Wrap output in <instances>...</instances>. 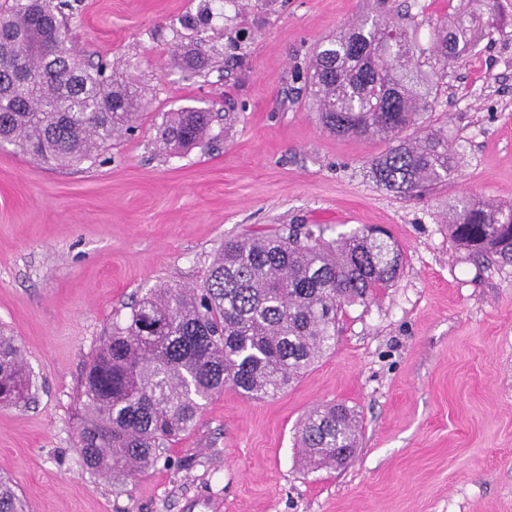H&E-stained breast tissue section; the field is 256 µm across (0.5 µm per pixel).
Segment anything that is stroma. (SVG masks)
<instances>
[{
    "label": "stroma",
    "mask_w": 512,
    "mask_h": 512,
    "mask_svg": "<svg viewBox=\"0 0 512 512\" xmlns=\"http://www.w3.org/2000/svg\"><path fill=\"white\" fill-rule=\"evenodd\" d=\"M75 51L109 64L143 109L133 132L78 167L0 145V324L30 371L0 406V475L28 512H512V265L457 246L465 198L512 207V0H389L422 47L460 7L478 43L439 81L429 130L457 165L423 197L387 189L385 143L329 134L295 64L376 0H65ZM207 25L184 26L201 5ZM198 45L200 72L180 55ZM216 112L215 138L166 149L169 113ZM302 225L332 241L387 228L396 283L340 317L331 350L278 396L225 388L148 471L115 485L76 448L90 357L132 300L159 283L203 285L224 240ZM354 410L341 468L313 471L296 441L320 404Z\"/></svg>",
    "instance_id": "35a3bbf8"
}]
</instances>
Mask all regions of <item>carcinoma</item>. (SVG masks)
<instances>
[{"instance_id": "carcinoma-1", "label": "carcinoma", "mask_w": 512, "mask_h": 512, "mask_svg": "<svg viewBox=\"0 0 512 512\" xmlns=\"http://www.w3.org/2000/svg\"><path fill=\"white\" fill-rule=\"evenodd\" d=\"M61 0H14L0 16V142L37 161L78 167L133 128L141 104L103 66L71 47ZM469 13L437 27L432 45L443 64L459 44L475 45ZM424 53L407 17L392 27L365 18L318 45L294 70L316 102L324 128L341 137L379 140L375 178L418 196L448 177V140L424 128L432 85L415 60ZM212 113H170L169 149L200 142ZM454 242L477 258L512 264V208L462 200L452 208ZM403 267L397 242L364 227L325 242L301 225L224 241L200 287L159 285L131 306L124 322L89 360L82 382L77 450L88 470L124 482L154 466L163 448L189 430L204 402L230 387L255 399L274 397L331 349L343 311L392 287ZM31 376L11 332L0 327V403L27 399ZM357 443L354 411L343 404L313 410L301 428L305 460L335 469ZM0 512L26 503L0 477Z\"/></svg>"}]
</instances>
